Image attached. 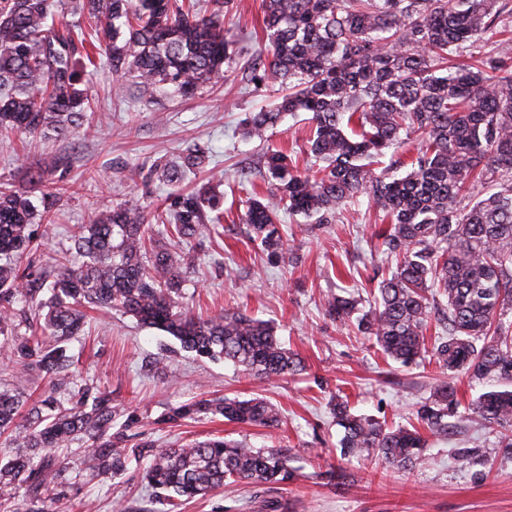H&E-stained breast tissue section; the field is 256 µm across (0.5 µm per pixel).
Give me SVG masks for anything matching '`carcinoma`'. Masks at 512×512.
I'll return each mask as SVG.
<instances>
[{"label":"carcinoma","mask_w":512,"mask_h":512,"mask_svg":"<svg viewBox=\"0 0 512 512\" xmlns=\"http://www.w3.org/2000/svg\"><path fill=\"white\" fill-rule=\"evenodd\" d=\"M201 14L184 0H0V139L68 136L88 123L90 110L81 60L105 57L117 75L134 78L150 103L171 89L193 96L224 79L232 41L224 36V9L213 0ZM263 0L270 56L250 65L256 80L285 93L273 108L249 114L245 139H263L285 115L311 114L305 151L322 163L295 169L292 158L270 149L264 156L267 192H249L242 223L253 241L287 265L290 239L279 213L315 215L329 224L336 211L360 197L372 201L388 225L377 235L395 262L378 285L374 305L359 313L355 296L325 299L329 316L357 321L381 353L403 365L431 355L451 375L506 386L483 392L471 415L509 432L512 448V64L503 56L457 59L458 50L512 11L509 0ZM64 8L74 20L58 19ZM90 31L84 32L83 20ZM401 177L374 165L390 157ZM189 150L183 164L159 160L149 168L170 184L202 166ZM67 188L46 171H29L28 186L0 183V364L38 371L55 390L20 416L21 383L0 390V493L22 492L13 512H49L67 480L57 455L90 441L91 475L112 479L130 455H148L145 480L170 498H192L228 479L249 484L295 478L285 448H255L223 437L182 448L125 446L115 425L111 394L80 383L71 371L70 343L87 325L83 308L116 310L168 333L199 357L224 359L267 380L303 370L284 347L277 326L243 313L203 319L182 306L186 271L164 246L147 247L149 224L168 222L181 240L224 218V197L208 186L167 197L162 211L127 201L92 212L72 232L71 245L48 267L29 259L31 226L48 223ZM444 301L428 344L433 300ZM458 406L449 382L416 411L417 425L387 427L354 415L336 401L343 429L341 456H376L411 470L429 461L421 430L448 434ZM233 423L276 428L279 411L258 397L199 400L173 408L178 423L201 414Z\"/></svg>","instance_id":"cac0c4a2"}]
</instances>
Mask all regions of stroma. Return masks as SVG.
<instances>
[{
	"label": "stroma",
	"mask_w": 512,
	"mask_h": 512,
	"mask_svg": "<svg viewBox=\"0 0 512 512\" xmlns=\"http://www.w3.org/2000/svg\"><path fill=\"white\" fill-rule=\"evenodd\" d=\"M262 15V0H232L224 28L235 55L224 66V81L189 99L163 94L157 104L146 105L131 77L99 62L87 77L90 131L0 142V181L24 187L36 166L66 181L51 222L32 227L41 264L51 262L75 226L87 223L101 204L134 198L151 210L174 188L203 184L222 193L221 227L179 241L167 225L156 224L150 235L194 263L184 305L205 317L240 311L274 322L285 346L302 357L304 370L273 382L244 378L232 364L196 357L172 336L115 310L92 313L85 340L71 347L75 369L111 393L129 445L149 441L167 448L219 436L258 448L281 446L290 450L298 477L287 485L228 481L173 507L145 481L147 459H130L121 476L99 481L85 471L87 448L77 441L59 452L68 464L69 487L54 512H512V450L503 448L499 432L463 416L449 418L447 435L429 438L425 467L400 471L378 458L341 457L336 400L347 402L354 414L408 426L446 376L430 358L410 367L385 359L354 323L336 322L325 312L331 294L349 293L372 304L378 276L388 273L390 262L373 236L380 213L367 198L340 209L330 224L281 214V227L293 238L295 259L288 267L272 264L250 242L240 220L246 191L238 170H259L270 147L296 156L299 166L310 163L300 152L310 133L308 113L285 116L269 130L267 142L240 136L248 113L272 104L248 71L264 48ZM192 144L209 155L204 169L177 187L146 178L154 160L177 159ZM224 396L267 400L280 412L279 428L210 414L178 425L165 420L181 404ZM463 449L473 457L466 468L456 461ZM331 469L343 470L344 480L329 482Z\"/></svg>",
	"instance_id": "1"
}]
</instances>
